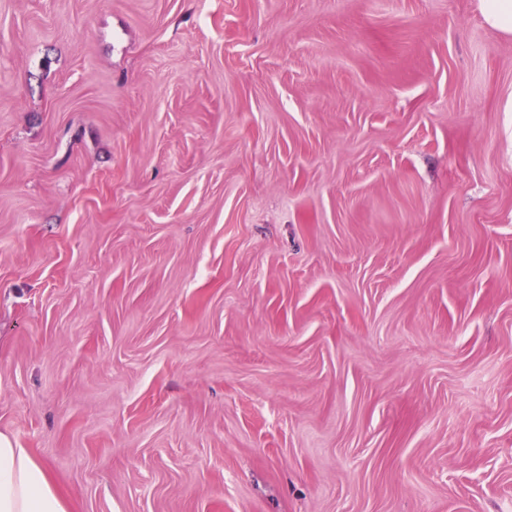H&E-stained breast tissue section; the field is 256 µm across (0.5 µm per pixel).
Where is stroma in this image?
<instances>
[{"label": "stroma", "mask_w": 512, "mask_h": 512, "mask_svg": "<svg viewBox=\"0 0 512 512\" xmlns=\"http://www.w3.org/2000/svg\"><path fill=\"white\" fill-rule=\"evenodd\" d=\"M0 433L68 512H512V34L0 0Z\"/></svg>", "instance_id": "35a3bbf8"}]
</instances>
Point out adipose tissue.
I'll return each instance as SVG.
<instances>
[{
	"label": "adipose tissue",
	"mask_w": 512,
	"mask_h": 512,
	"mask_svg": "<svg viewBox=\"0 0 512 512\" xmlns=\"http://www.w3.org/2000/svg\"><path fill=\"white\" fill-rule=\"evenodd\" d=\"M0 512H67L48 468L0 434Z\"/></svg>",
	"instance_id": "1"
}]
</instances>
